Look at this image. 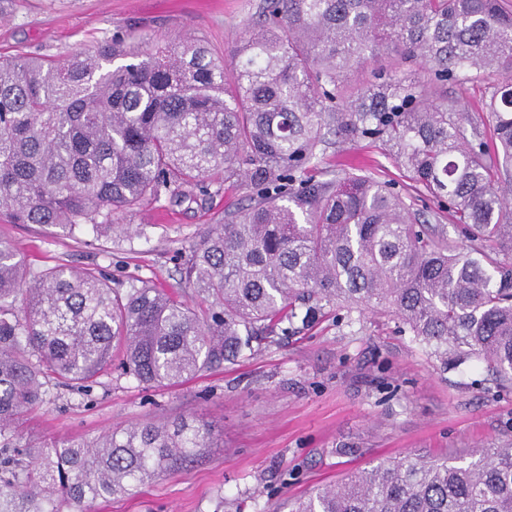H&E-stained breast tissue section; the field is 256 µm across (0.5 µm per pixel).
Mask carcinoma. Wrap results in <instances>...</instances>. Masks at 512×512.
Masks as SVG:
<instances>
[{
	"label": "carcinoma",
	"mask_w": 512,
	"mask_h": 512,
	"mask_svg": "<svg viewBox=\"0 0 512 512\" xmlns=\"http://www.w3.org/2000/svg\"><path fill=\"white\" fill-rule=\"evenodd\" d=\"M230 58L138 31L61 62L0 56V215L12 223L128 234L112 215L187 199L203 179L253 190L189 248V300L114 288L95 268L34 272L0 239V512H86L212 447L209 425L185 417L24 442L17 424L47 380L88 395L117 361L142 384L179 386L333 304L389 312L443 363L474 357L512 386V9L266 0ZM413 59L421 79L403 73ZM370 64L371 78L352 80ZM481 72L498 83L472 125L438 89ZM326 128L388 147L469 249L391 183L309 177ZM292 512H512V446L383 460Z\"/></svg>",
	"instance_id": "carcinoma-1"
}]
</instances>
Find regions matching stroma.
Masks as SVG:
<instances>
[{"label": "stroma", "instance_id": "obj_1", "mask_svg": "<svg viewBox=\"0 0 512 512\" xmlns=\"http://www.w3.org/2000/svg\"><path fill=\"white\" fill-rule=\"evenodd\" d=\"M263 0H0V54L66 58L131 30L162 43L192 35L227 54ZM313 174L330 181L362 170L395 182L413 210L457 239L455 221L436 214L426 191L407 179L385 147L327 135ZM179 203L164 195L114 223L132 235H75L0 217L35 270L66 263L98 268L113 287L150 281L182 289L190 246L209 225L250 203L236 181L206 184ZM43 402L19 425L23 439L62 442L117 426L191 416L207 422L212 447L178 470L98 501L90 512H290L317 486L342 480L377 461L415 452L463 456L512 443V388L498 386L484 364L440 363L387 313L325 310L294 321L252 356L181 386L138 383L120 369L101 377L91 395L50 380Z\"/></svg>", "mask_w": 512, "mask_h": 512}]
</instances>
